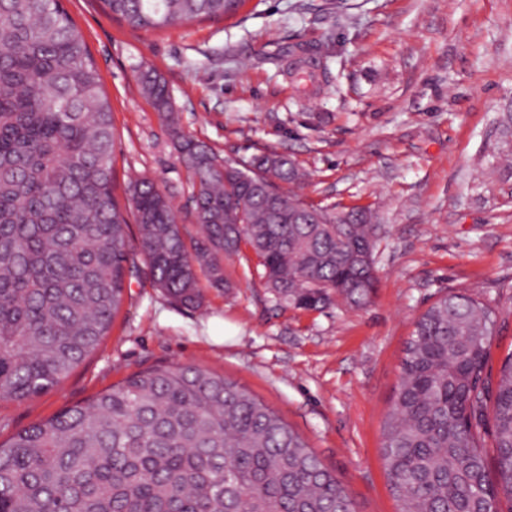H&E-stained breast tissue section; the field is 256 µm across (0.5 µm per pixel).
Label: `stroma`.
<instances>
[{"label": "stroma", "instance_id": "stroma-1", "mask_svg": "<svg viewBox=\"0 0 512 512\" xmlns=\"http://www.w3.org/2000/svg\"><path fill=\"white\" fill-rule=\"evenodd\" d=\"M102 78L116 130L115 180L153 178L197 237L187 174L142 92L166 80L183 133L221 157L277 151L317 206L375 216L370 303L277 304L250 253L226 260L233 289L200 278L204 303L174 304L132 280L97 351L57 387L0 400V442L141 370L193 364L245 385L307 442L355 512H398L380 454L416 318L453 291L492 308L486 376L512 353V0H246L229 20L134 30L102 0H62Z\"/></svg>", "mask_w": 512, "mask_h": 512}]
</instances>
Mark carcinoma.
<instances>
[{
    "mask_svg": "<svg viewBox=\"0 0 512 512\" xmlns=\"http://www.w3.org/2000/svg\"><path fill=\"white\" fill-rule=\"evenodd\" d=\"M245 0H103L133 29L226 19ZM139 82L171 127L199 237L185 243L154 179L114 192L112 108L61 0H0V400L60 384L101 345L130 280L198 308L203 271L248 250L275 300L318 310L369 303L374 214L315 207L285 186L295 161L269 151L229 163L177 127L166 81ZM137 226L131 238L129 221ZM497 320L445 293L416 320L381 442L400 512H502L512 503V354L484 379ZM492 406L497 471L480 446ZM0 512H354L303 437L246 386L194 365L137 372L0 444Z\"/></svg>",
    "mask_w": 512,
    "mask_h": 512,
    "instance_id": "obj_1",
    "label": "carcinoma"
}]
</instances>
